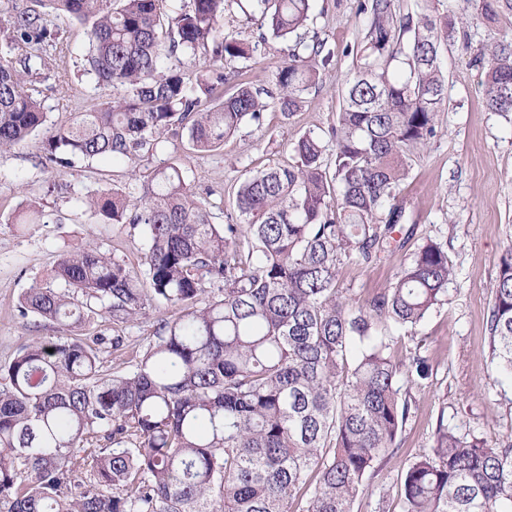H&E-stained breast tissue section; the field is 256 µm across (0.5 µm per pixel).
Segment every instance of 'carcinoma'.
Masks as SVG:
<instances>
[{
  "mask_svg": "<svg viewBox=\"0 0 512 512\" xmlns=\"http://www.w3.org/2000/svg\"><path fill=\"white\" fill-rule=\"evenodd\" d=\"M0 11L10 52L0 56V149L43 135L62 167L98 159L135 163L182 128L192 150L223 146L270 106L288 118L330 62L327 41L306 44L312 0H250L270 39H295L270 103L239 85L220 93L224 63L256 47L223 31L229 0H190L163 16L161 0H36ZM480 17H512V0H478ZM85 27V71L112 97L62 126L46 124L30 78L57 65L64 44L50 13ZM367 21L347 48L334 172L313 133L293 162L244 179L236 222L213 224L180 168L157 171L130 198L122 189L87 200L105 224L142 225L137 273L88 245L64 255V288L32 287L18 314L44 327L82 328L100 313L112 327L152 307L181 315L156 324L154 340L102 370V346L125 354L128 337L46 336L0 364V512H351L375 466L395 453L410 411L402 384L427 375L424 357L396 360L381 323L418 326L448 293L454 270L433 241L403 263L395 284L363 304L336 288L346 261L370 264L404 247L397 204L410 156L438 134L448 84L439 51L453 20L426 9L397 13L396 0H358ZM209 62L188 74L163 59ZM486 109L512 122V34L487 46ZM32 201L12 221L40 224ZM490 350L512 377V250L501 257L490 312ZM400 512H512V448L465 438L439 419L431 451L403 479Z\"/></svg>",
  "mask_w": 512,
  "mask_h": 512,
  "instance_id": "1",
  "label": "carcinoma"
}]
</instances>
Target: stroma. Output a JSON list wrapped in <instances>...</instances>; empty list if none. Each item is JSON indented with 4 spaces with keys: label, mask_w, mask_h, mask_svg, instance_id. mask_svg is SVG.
Segmentation results:
<instances>
[{
    "label": "stroma",
    "mask_w": 512,
    "mask_h": 512,
    "mask_svg": "<svg viewBox=\"0 0 512 512\" xmlns=\"http://www.w3.org/2000/svg\"><path fill=\"white\" fill-rule=\"evenodd\" d=\"M458 23L440 48V66L448 82V104L439 114V133L411 160L399 196L414 232L395 256L364 265L344 263L337 286L346 296L364 301L397 280L403 262L420 245L441 246L453 265L448 294L428 317L409 332L390 326L381 332L393 339L395 358L425 357V378L405 384L408 420L392 458L371 476L369 493L358 496L352 512H400L404 473L433 445L438 417L459 436L477 435L490 444H512V384L501 382L490 354V310L499 259L512 246V124L486 111L481 93L482 69L475 61L486 45L512 30V19L493 26L476 18L475 0H443ZM358 0H314L305 39H325L334 56L316 88L305 94L302 109L283 118L269 108L262 125L242 124L213 152L192 153L182 135H166L161 147L137 164L108 159L63 168L46 159L42 139L28 138L0 151V363L44 336L33 318L16 311L19 296L32 286L55 288L54 269L61 255L94 245L102 252L137 266L145 249L142 227L105 224L84 206L85 197L112 187L138 191L153 171L181 168L187 184L206 199L216 224L235 211V193L251 174L290 162L294 141L312 131L328 137L341 110V81L354 65L348 45L363 36ZM67 47L62 61L69 75L60 87L55 73L37 79L35 94L50 122L73 117L105 100L106 88L83 70L86 30L66 16H51ZM225 30L256 44L250 60L228 63L235 83L274 90L273 75L287 56L283 44L261 43L260 17L246 18L239 8L225 12ZM37 203L41 224L22 226L10 218L22 200Z\"/></svg>",
    "instance_id": "1"
}]
</instances>
